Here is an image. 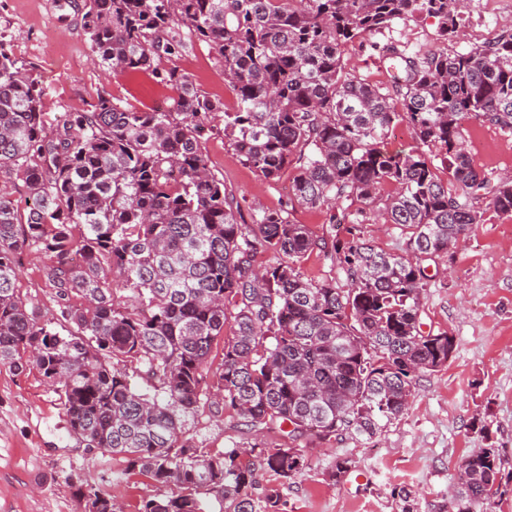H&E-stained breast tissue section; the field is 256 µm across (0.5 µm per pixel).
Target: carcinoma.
Here are the masks:
<instances>
[{"instance_id":"obj_1","label":"carcinoma","mask_w":512,"mask_h":512,"mask_svg":"<svg viewBox=\"0 0 512 512\" xmlns=\"http://www.w3.org/2000/svg\"><path fill=\"white\" fill-rule=\"evenodd\" d=\"M464 12L465 0H86L100 62L174 96L157 110L100 95L50 136L34 68L0 33V174L32 200L21 210L0 191V366L37 368L85 447L178 489L143 512H205V493L224 512H279V488L260 485L257 468L286 482L313 441L375 437L408 409L420 374L452 357L453 337L422 330L424 262L488 210L512 219V177L477 170L463 137L471 118L512 130V34L422 57L389 45L388 87L345 71L341 48L416 15L454 36ZM196 42L221 60L232 109L161 65ZM215 117L246 165L273 182L288 175L290 201L326 211L329 226L362 224L382 203L384 222L407 231L404 252L317 236L285 209L241 221L202 152ZM399 120L414 132L409 152L383 148ZM25 249L49 257L62 332L16 288ZM316 251L345 287L305 275ZM261 253L273 260L257 265ZM128 362L154 394L131 388ZM221 405L288 445L261 449L256 464L238 448L202 454L191 424ZM501 466L495 448L467 456L448 512H485ZM68 480L86 512H118L104 486Z\"/></svg>"}]
</instances>
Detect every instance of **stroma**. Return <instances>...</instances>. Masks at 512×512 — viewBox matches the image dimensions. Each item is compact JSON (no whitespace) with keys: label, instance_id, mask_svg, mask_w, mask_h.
Masks as SVG:
<instances>
[{"label":"stroma","instance_id":"obj_1","mask_svg":"<svg viewBox=\"0 0 512 512\" xmlns=\"http://www.w3.org/2000/svg\"><path fill=\"white\" fill-rule=\"evenodd\" d=\"M83 0H0V31L11 35L16 57L30 63L41 81L43 108L52 123L89 111L98 96L145 108L170 89L149 77L113 73L99 64L82 29ZM460 38H442L434 19L414 16L367 35L341 50L346 70L369 82L388 85L393 71L382 49L398 46L412 56L445 49L468 50L483 44L486 30L512 31V9L500 0H468ZM202 92L233 106L222 65L204 45L178 56ZM464 138L474 166L481 171L512 173V132L470 119ZM204 152L213 173L250 207L285 208L295 223L321 232L326 215L292 205L287 180L269 182L244 165L212 120ZM43 252L19 257L17 286L45 320L60 317L55 290L44 269ZM444 272L434 273L423 292L426 328L449 332L456 349L448 364L421 374L409 409L372 439L343 436L313 443L307 465L280 487V512H401L395 490L411 492L414 512H446L448 492L459 466L472 451L498 449L502 479L492 512H512V220L488 211L466 241L450 250ZM197 446L213 455L246 443L251 435L233 411L203 413L195 424ZM349 458L350 468L332 479L334 455ZM75 473L91 484L111 476V492L123 499L124 512H142L146 499L171 495L139 470H127L122 457L101 456L70 435L63 406L38 369L16 372L0 366V512H81Z\"/></svg>","mask_w":512,"mask_h":512}]
</instances>
